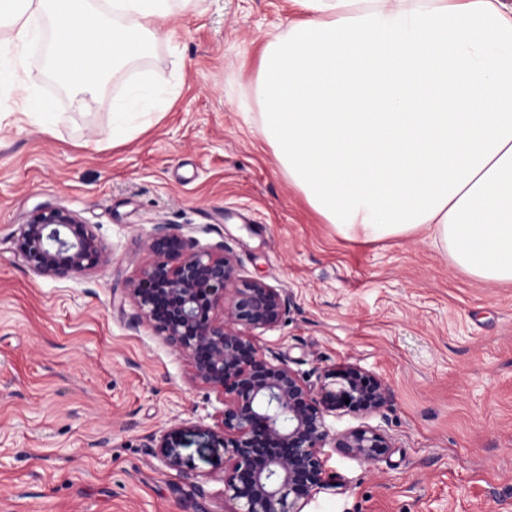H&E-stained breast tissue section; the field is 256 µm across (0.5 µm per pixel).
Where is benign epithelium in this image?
I'll use <instances>...</instances> for the list:
<instances>
[{
    "label": "benign epithelium",
    "mask_w": 512,
    "mask_h": 512,
    "mask_svg": "<svg viewBox=\"0 0 512 512\" xmlns=\"http://www.w3.org/2000/svg\"><path fill=\"white\" fill-rule=\"evenodd\" d=\"M18 247L35 273L54 280L108 262L91 225L50 204L38 206L22 225ZM148 250L127 296L138 320L188 358L193 378L224 397L208 433L227 455L230 512H303L325 484L327 444L367 465L387 458L393 443L385 431L365 427L332 435L325 422L331 408L362 416L382 412L390 391L380 378L350 365L325 371L313 387L258 347V334L275 326L287 308L282 290L241 278L224 242L201 246L167 224L154 225ZM146 447L169 468L182 469L178 428L149 436Z\"/></svg>",
    "instance_id": "7a95c632"
}]
</instances>
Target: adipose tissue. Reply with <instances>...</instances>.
Masks as SVG:
<instances>
[{"instance_id":"obj_1","label":"adipose tissue","mask_w":512,"mask_h":512,"mask_svg":"<svg viewBox=\"0 0 512 512\" xmlns=\"http://www.w3.org/2000/svg\"><path fill=\"white\" fill-rule=\"evenodd\" d=\"M302 19L267 42L260 133L342 236L428 228L457 266L512 283V0H293ZM173 0H0V86L29 118L52 104L20 75L51 30L48 64L91 94L168 37ZM156 89L117 103L112 135L152 114Z\"/></svg>"}]
</instances>
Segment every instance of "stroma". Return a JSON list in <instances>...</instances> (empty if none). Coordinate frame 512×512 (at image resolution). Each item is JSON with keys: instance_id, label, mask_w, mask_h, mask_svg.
I'll use <instances>...</instances> for the list:
<instances>
[{"instance_id": "35a3bbf8", "label": "stroma", "mask_w": 512, "mask_h": 512, "mask_svg": "<svg viewBox=\"0 0 512 512\" xmlns=\"http://www.w3.org/2000/svg\"><path fill=\"white\" fill-rule=\"evenodd\" d=\"M299 17L292 0H187L172 36L84 108L41 78L33 41L26 67L53 103L42 127L0 90V512H227L224 451L203 432L223 396L127 296L158 223L225 241L241 278L287 294L266 355L311 383L356 364L389 387L381 413L333 409L326 425L384 429L390 455L324 448L305 512H512V283L463 271L428 230L348 238L310 207L260 135V57ZM144 82L158 113L113 143L114 103ZM41 204L91 224L108 264L35 274L17 236ZM172 425L178 471L145 446Z\"/></svg>"}]
</instances>
